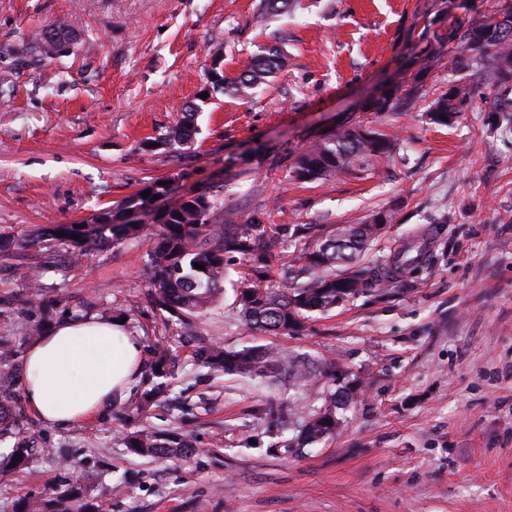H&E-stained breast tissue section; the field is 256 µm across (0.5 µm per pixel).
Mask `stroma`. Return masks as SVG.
<instances>
[{
    "instance_id": "1",
    "label": "stroma",
    "mask_w": 512,
    "mask_h": 512,
    "mask_svg": "<svg viewBox=\"0 0 512 512\" xmlns=\"http://www.w3.org/2000/svg\"><path fill=\"white\" fill-rule=\"evenodd\" d=\"M62 22L53 57L34 37ZM448 0H294L274 16L260 0H0V311L26 341L43 315L27 303L31 277L58 300V317L125 319L145 347L174 353L165 393L147 415V380L80 427L32 419L41 452L0 472V512L25 500L70 512H512V139L489 115L429 123L426 101L376 114L389 77L420 74L428 98L456 74L448 60L419 72L411 50ZM285 65L241 100L209 92L213 54L237 77L259 49ZM197 133L178 152L147 149L188 106ZM347 120L397 138L393 159L301 183L288 153ZM178 193L218 191L240 224L267 228L280 260L271 283L296 285L308 245L390 211L367 254L383 261L408 239L431 249L414 285L310 313L302 330L243 325L233 265L224 293L195 323L230 350L301 354L316 371L268 381L196 366L178 325L147 296L148 243L121 240L69 262L21 246L37 228L76 224L156 179ZM451 217L438 235L429 221ZM361 391L334 437L283 447L322 391ZM150 426L197 446L190 458L131 455L124 433ZM79 489L71 500V489Z\"/></svg>"
}]
</instances>
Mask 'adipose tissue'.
Masks as SVG:
<instances>
[{
	"mask_svg": "<svg viewBox=\"0 0 512 512\" xmlns=\"http://www.w3.org/2000/svg\"><path fill=\"white\" fill-rule=\"evenodd\" d=\"M143 365L142 339L126 324L112 318L67 319L27 348L23 399L44 424L76 427L124 397Z\"/></svg>",
	"mask_w": 512,
	"mask_h": 512,
	"instance_id": "1",
	"label": "adipose tissue"
}]
</instances>
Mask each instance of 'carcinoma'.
<instances>
[{
  "instance_id": "obj_1",
  "label": "carcinoma",
  "mask_w": 512,
  "mask_h": 512,
  "mask_svg": "<svg viewBox=\"0 0 512 512\" xmlns=\"http://www.w3.org/2000/svg\"><path fill=\"white\" fill-rule=\"evenodd\" d=\"M448 16L446 32L433 33L438 48L421 51L420 63L424 69L430 60L447 53L459 79L448 86V91L431 100L425 115L432 123L446 126L478 100L485 111L498 114L490 124L491 132L512 133V0H497L493 12L482 17L474 14L467 0H449ZM66 38L65 26L53 23L40 34L38 48L53 56L62 50ZM280 65V53L271 48L256 56L251 69L239 79L224 80L216 86L226 94L250 98ZM425 95L419 79L405 78L382 99L369 102L368 110L410 111ZM193 130L194 114L187 112L166 133L145 145L173 148L189 141ZM394 149L393 141L384 135L344 122L288 156L289 173L296 181H315L337 171L362 170L374 161L390 158ZM159 186V180L149 182L113 210L103 213L112 220L110 224H86L82 229L73 224L39 228L28 244L49 252L63 249L71 258L78 259L122 239L148 240L149 295L159 310L181 325L202 316L217 300L229 274L230 256H245L250 265L238 288L240 312L248 330L265 333L298 330L305 314L312 311H329L362 296H386L397 282L411 277L427 261L426 247L416 242L402 245L386 263L365 260L381 225L393 221L390 213L379 211L371 214L369 221L347 224L307 250L305 264L297 272V276L307 278L303 286L272 288L263 279L275 261L264 245V226L235 223L231 214L224 213V202L219 198H180L163 223L121 222L122 208L128 203L144 208L143 216H150L151 197L142 193L153 192ZM58 232L65 233V237L56 236ZM73 234L80 239L71 238ZM197 263L204 269L195 268ZM0 331V440L15 439L9 453L0 454V469L14 473L25 465L37 444L32 437H19L26 421L16 408L21 345L13 340L9 324L1 326ZM153 355V366H161V370L153 371L154 376H167L172 359L169 345L157 342ZM193 359L210 370L241 376H305L300 361L288 360L269 348L228 351L218 344H205L196 347ZM351 395H356V388L339 387L321 395V404L312 406L305 414L302 438L313 444L336 434L343 423L338 410ZM124 445L139 457L168 458L184 453V445L174 435L148 427L128 432Z\"/></svg>"
}]
</instances>
